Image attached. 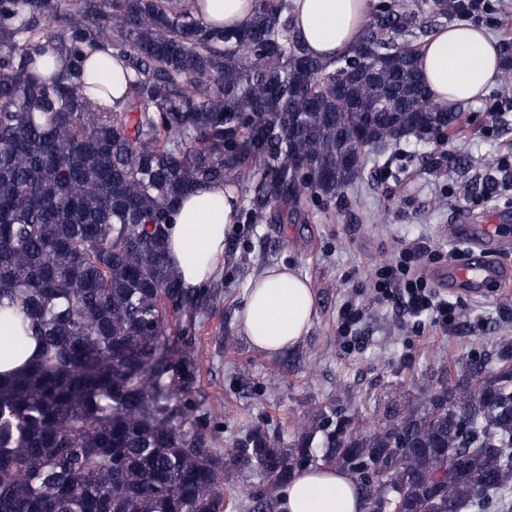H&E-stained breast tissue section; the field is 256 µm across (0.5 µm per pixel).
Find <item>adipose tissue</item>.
<instances>
[{
    "label": "adipose tissue",
    "instance_id": "1",
    "mask_svg": "<svg viewBox=\"0 0 512 512\" xmlns=\"http://www.w3.org/2000/svg\"><path fill=\"white\" fill-rule=\"evenodd\" d=\"M294 6L296 27L309 50L338 57L351 53L361 39L369 0H294ZM417 63L434 99L451 108L483 96L503 72L499 40L470 24L450 26L426 39L418 49ZM86 71L109 86L108 93L98 96L102 104H113L124 95L125 70L110 52L88 55ZM236 213L235 199L219 186H200L180 202L167 249L185 287H200L214 277ZM314 315L308 279L292 268L275 266L250 283L237 321L253 347L274 354L297 345L308 333ZM20 329L15 312L0 311L1 377L22 372L40 352L39 344L30 338L14 346L11 337ZM276 510L364 512V507L348 472L317 466L295 471L279 487Z\"/></svg>",
    "mask_w": 512,
    "mask_h": 512
}]
</instances>
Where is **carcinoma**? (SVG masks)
<instances>
[{"label": "carcinoma", "mask_w": 512, "mask_h": 512, "mask_svg": "<svg viewBox=\"0 0 512 512\" xmlns=\"http://www.w3.org/2000/svg\"><path fill=\"white\" fill-rule=\"evenodd\" d=\"M419 25L385 2L330 61L292 0H256L232 31L191 0H0V310L21 304L41 345L0 379V512H227L241 467L267 478L247 512H275L277 486L319 461L356 478L366 512H512V343L396 420L319 413L287 447L250 430L224 452L188 398L199 362L168 334L198 307L166 253L193 188L248 187L238 220H282L336 198L365 151L463 130L394 46ZM95 50L125 68L111 108L87 96Z\"/></svg>", "instance_id": "1"}]
</instances>
